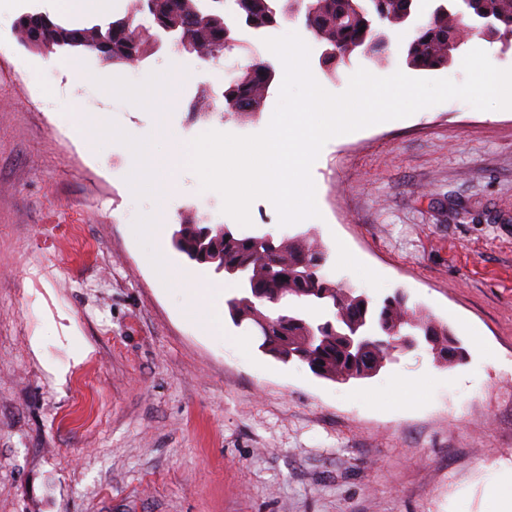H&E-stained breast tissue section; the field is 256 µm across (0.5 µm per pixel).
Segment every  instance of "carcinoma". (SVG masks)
<instances>
[{"label":"carcinoma","mask_w":512,"mask_h":512,"mask_svg":"<svg viewBox=\"0 0 512 512\" xmlns=\"http://www.w3.org/2000/svg\"><path fill=\"white\" fill-rule=\"evenodd\" d=\"M418 0H307L294 13L290 0H232L236 16H243L255 28L304 17L307 28L326 46L324 63L329 70L354 53L380 58L389 41L388 27L416 21ZM200 0H164V21L175 27L189 24L200 11ZM468 17L480 19L486 26L479 33L489 39L512 42V0H440L423 21H416L414 36L406 47V63L416 70L446 68L455 62L452 44L461 34L460 22ZM227 25L224 16L199 20L187 29L193 37L204 36L208 29ZM85 48L90 50L101 40L112 42V56L120 58L125 49L124 35L108 25L84 27ZM264 62L253 61L233 77L224 90V112L247 119L264 101L263 84L274 81ZM257 236L224 235V276L231 280L244 275L249 287L226 301L232 321L255 326L264 319L267 330L260 336L261 351L288 363L299 361L317 376L342 383L369 377V371L384 359L386 347L379 337L399 339L420 336L432 354L444 362L461 361L467 351L455 339L448 326L413 310L404 297L394 294L378 303L351 289L338 286L324 272L327 252L317 240L305 234L284 235L279 242L283 252H269L257 244ZM324 311L322 322L332 328L322 332L319 323L307 315L311 307ZM371 328L378 338L364 350L350 351L344 336L354 330Z\"/></svg>","instance_id":"obj_1"}]
</instances>
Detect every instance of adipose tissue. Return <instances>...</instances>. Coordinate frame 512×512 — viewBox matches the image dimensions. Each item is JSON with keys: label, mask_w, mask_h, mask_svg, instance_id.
Segmentation results:
<instances>
[{"label": "adipose tissue", "mask_w": 512, "mask_h": 512, "mask_svg": "<svg viewBox=\"0 0 512 512\" xmlns=\"http://www.w3.org/2000/svg\"><path fill=\"white\" fill-rule=\"evenodd\" d=\"M116 91L133 104L160 112L173 107L178 100L176 84L167 72L147 74L131 83L121 82ZM159 140L167 143V151L156 149L155 143ZM124 141L131 159L128 194L133 198L147 197L155 203L152 211L134 219L132 234L149 249L158 281L180 297L188 318L212 335H223V289L191 287L186 273L172 264L163 246L165 203L175 182L178 160L183 151L179 131L162 122L151 134L141 137L128 135Z\"/></svg>", "instance_id": "obj_1"}]
</instances>
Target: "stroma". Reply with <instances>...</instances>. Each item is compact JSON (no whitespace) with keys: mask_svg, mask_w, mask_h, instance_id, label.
I'll return each instance as SVG.
<instances>
[{"mask_svg":"<svg viewBox=\"0 0 512 512\" xmlns=\"http://www.w3.org/2000/svg\"><path fill=\"white\" fill-rule=\"evenodd\" d=\"M56 6L0 0V512H486L484 476L512 483V109L451 99L330 139L311 168V223L280 225L259 198L241 226L180 165L164 239L184 222L313 232L332 280L375 302L404 294L468 352L448 365L419 347L334 383L262 354L232 320L219 342L184 318L130 232L154 203L126 193L124 141L89 146L78 125L103 115L146 136L163 120L186 144L260 133L280 82L246 121L196 104L221 98L251 59L278 66L265 39L304 34L303 21L257 36L238 26L219 66L150 53L142 73L179 77L178 103L161 114L110 92L125 69L81 54L98 76L85 84L68 52L19 42L20 16ZM387 35L385 59L355 54L333 72L310 41L312 75L333 94L361 68L464 81L458 62L407 67L412 27ZM398 383L414 386L407 402Z\"/></svg>","mask_w":512,"mask_h":512,"instance_id":"1","label":"stroma"}]
</instances>
